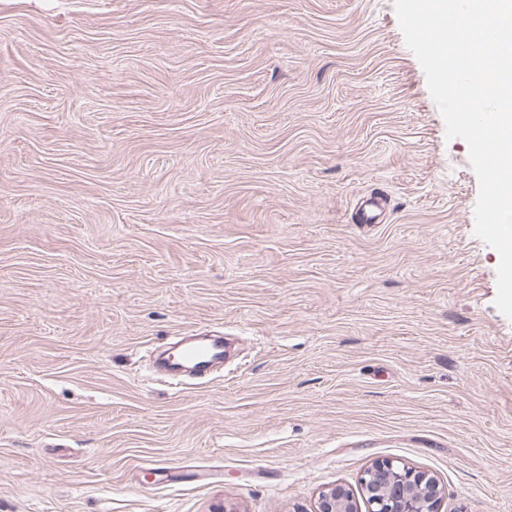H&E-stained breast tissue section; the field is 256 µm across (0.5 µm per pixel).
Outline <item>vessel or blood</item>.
Segmentation results:
<instances>
[{
    "mask_svg": "<svg viewBox=\"0 0 512 512\" xmlns=\"http://www.w3.org/2000/svg\"><path fill=\"white\" fill-rule=\"evenodd\" d=\"M388 203L384 195L375 193L361 201L356 219L361 224H378L383 220ZM164 375L172 384H180L184 378H208L224 363V340L215 336H187L181 341L174 356L158 354Z\"/></svg>",
    "mask_w": 512,
    "mask_h": 512,
    "instance_id": "b4317fda",
    "label": "vessel or blood"
}]
</instances>
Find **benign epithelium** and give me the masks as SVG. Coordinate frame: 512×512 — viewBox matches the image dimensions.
<instances>
[{"label": "benign epithelium", "instance_id": "obj_1", "mask_svg": "<svg viewBox=\"0 0 512 512\" xmlns=\"http://www.w3.org/2000/svg\"><path fill=\"white\" fill-rule=\"evenodd\" d=\"M367 512H438L440 488L435 478L392 461L368 467L361 478ZM316 512H358L350 492L341 486L322 492Z\"/></svg>", "mask_w": 512, "mask_h": 512}]
</instances>
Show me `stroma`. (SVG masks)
<instances>
[{
    "label": "stroma",
    "instance_id": "35a3bbf8",
    "mask_svg": "<svg viewBox=\"0 0 512 512\" xmlns=\"http://www.w3.org/2000/svg\"><path fill=\"white\" fill-rule=\"evenodd\" d=\"M478 193L394 0H0V512H315L378 460L512 512ZM387 206V198L382 194L375 193L366 196L357 209V222L359 224L381 223ZM180 343L173 357L165 356L162 351L155 360L163 363L160 370L174 385H179L187 376L206 379L224 364V337L185 336Z\"/></svg>",
    "mask_w": 512,
    "mask_h": 512
}]
</instances>
